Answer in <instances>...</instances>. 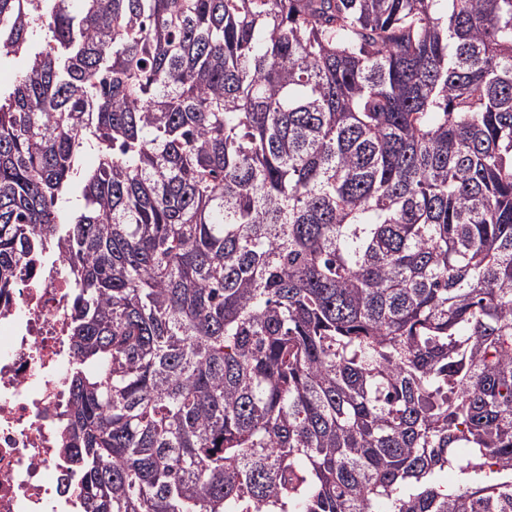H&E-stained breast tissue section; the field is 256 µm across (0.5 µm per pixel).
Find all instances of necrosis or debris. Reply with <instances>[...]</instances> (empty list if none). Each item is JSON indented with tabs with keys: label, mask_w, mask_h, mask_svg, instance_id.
<instances>
[{
	"label": "necrosis or debris",
	"mask_w": 512,
	"mask_h": 512,
	"mask_svg": "<svg viewBox=\"0 0 512 512\" xmlns=\"http://www.w3.org/2000/svg\"><path fill=\"white\" fill-rule=\"evenodd\" d=\"M70 288L59 266L22 273L0 302V512H77L59 448L74 354Z\"/></svg>",
	"instance_id": "obj_1"
}]
</instances>
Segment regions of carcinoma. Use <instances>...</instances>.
<instances>
[{
	"label": "carcinoma",
	"instance_id": "carcinoma-1",
	"mask_svg": "<svg viewBox=\"0 0 512 512\" xmlns=\"http://www.w3.org/2000/svg\"><path fill=\"white\" fill-rule=\"evenodd\" d=\"M17 57L82 512H512V0H0Z\"/></svg>",
	"mask_w": 512,
	"mask_h": 512
}]
</instances>
